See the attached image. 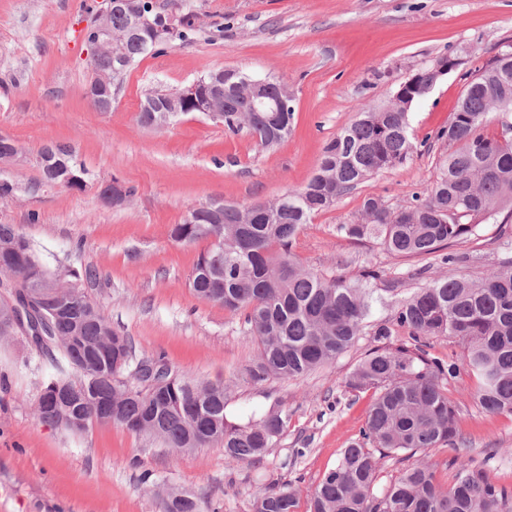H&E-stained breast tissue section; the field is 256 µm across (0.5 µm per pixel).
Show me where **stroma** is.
Returning a JSON list of instances; mask_svg holds the SVG:
<instances>
[{"mask_svg": "<svg viewBox=\"0 0 512 512\" xmlns=\"http://www.w3.org/2000/svg\"><path fill=\"white\" fill-rule=\"evenodd\" d=\"M100 5L0 0V133L20 148L12 165L0 167V180L15 185L0 201V224L17 225L51 271L95 268L99 277L87 290L138 358L161 354L181 375L228 385L234 415L281 403L288 426L257 470L227 463L219 448L180 454L113 426L71 436L36 419L43 376L25 367L30 351L18 338L0 348L7 382L0 389V512H156L141 481L146 472L206 495L212 512H250L258 492L285 480L307 496L364 423L372 392L354 395L341 382L376 346V325L392 318L390 298L374 303L363 336L332 364L301 379L254 384L245 369L256 343L238 317L187 286L206 242L178 243L170 230L190 207L271 201L305 185L326 142L417 69L464 47L472 70L512 42V0H178L180 11L198 15L200 31L139 61L108 112L85 96V32ZM221 69L288 84L295 114L287 141L265 151L247 133L196 114L160 129L139 122L147 92L174 91ZM463 87L461 72H452L413 107L410 133L420 148L407 164L365 181L304 227L296 252L307 268L353 277L370 266L381 288L413 267H427L431 279L441 274L438 264L352 242L337 227L366 197L400 208L434 180L443 145L423 142L447 126ZM50 142L73 148L87 172L83 190L43 180L38 151ZM115 179L135 190L121 207L101 195ZM506 235L512 211L504 209L477 237L455 245L457 274L491 269ZM459 385L458 426L471 455L496 449L490 475L512 488V417L481 412L467 392L470 379Z\"/></svg>", "mask_w": 512, "mask_h": 512, "instance_id": "1", "label": "stroma"}]
</instances>
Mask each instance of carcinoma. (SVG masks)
Segmentation results:
<instances>
[{
    "mask_svg": "<svg viewBox=\"0 0 512 512\" xmlns=\"http://www.w3.org/2000/svg\"><path fill=\"white\" fill-rule=\"evenodd\" d=\"M111 25L125 40L116 41L112 55L88 60V68L93 75L112 73L114 86L145 56L199 31L198 16L176 11V0H129L127 8L112 12ZM466 76L448 126L435 134L448 149L439 157L433 182L413 193L406 208L369 197L351 222L338 226L343 237L373 240L393 255H432L448 273L408 296H399L396 287L385 289L395 298L393 318L377 326L379 345L342 382L349 393L373 392V402L358 438L312 491L309 512H512V490L489 475L495 449H486L480 461L468 455L449 392L463 368L475 382L470 397L482 412L512 416V241L502 243L491 272L469 278L454 272L460 256L449 251L478 235L502 205L512 202V128L487 132L492 122L502 123L504 110L512 112V44H502ZM250 82L251 75L240 70L230 78L220 123L234 133L247 131L261 148L272 150L291 130L293 100L277 113V131L254 118L251 98L232 87ZM409 114L402 98L386 111L363 108L325 144L315 175L288 197L247 206L226 203L218 219L211 206L200 205L173 225L171 237L178 242L210 241L197 258L189 287L197 298L243 320L244 332L258 347L245 369L249 381L303 378L334 362L362 334L379 272L366 268L355 281L343 274L326 279L301 263L297 240L315 215L413 157L418 145L410 135ZM38 163L45 181L50 166L62 178L86 175L66 145H43ZM1 269L14 272L39 298L44 343L31 349L55 370L36 400L41 422L72 434L112 425L177 452L216 447L229 462L264 463L288 423L282 405L235 420L226 412L224 383L182 377L162 357L137 358L131 339L112 327L86 289L50 273L14 224H0ZM399 332L405 340L394 346L391 337ZM16 336L9 310L0 304V342ZM445 336L464 343L462 364L432 354L433 340ZM119 358L121 366L109 363ZM154 362L169 371L162 382L145 375L144 367ZM58 383L69 384L74 402L57 410L46 399ZM443 446L455 447L448 487L436 482L429 464L415 459ZM380 457H391L402 468L376 498L371 491ZM141 481L157 488L158 512H205L201 495L162 488L149 473ZM298 508L290 482L266 488L251 502V512Z\"/></svg>",
    "mask_w": 512,
    "mask_h": 512,
    "instance_id": "cac0c4a2",
    "label": "carcinoma"
}]
</instances>
